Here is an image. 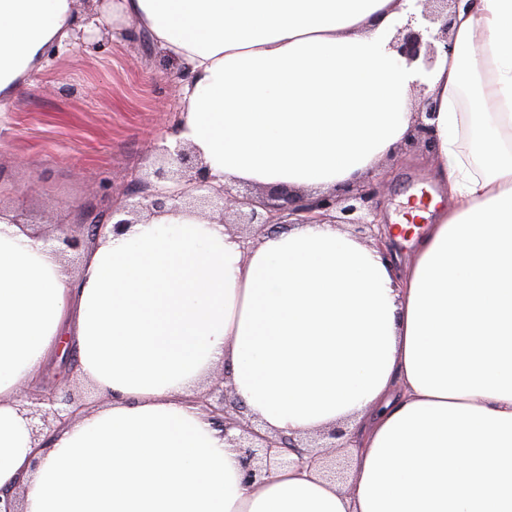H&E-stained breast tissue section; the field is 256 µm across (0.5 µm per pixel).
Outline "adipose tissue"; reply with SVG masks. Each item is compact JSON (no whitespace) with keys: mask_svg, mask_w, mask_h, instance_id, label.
Returning <instances> with one entry per match:
<instances>
[{"mask_svg":"<svg viewBox=\"0 0 512 512\" xmlns=\"http://www.w3.org/2000/svg\"><path fill=\"white\" fill-rule=\"evenodd\" d=\"M188 74L178 140L221 183L326 193L404 141L411 94L438 102L448 188L411 264L333 224L251 249L193 212L106 234L70 276L0 212V490L23 512H512V0H459L452 53L391 42L414 0H111ZM74 0H0V109L64 50ZM104 396L42 450L19 412L59 347ZM264 430L339 424L348 488L322 463L245 483L191 400L216 366Z\"/></svg>","mask_w":512,"mask_h":512,"instance_id":"obj_1","label":"adipose tissue"}]
</instances>
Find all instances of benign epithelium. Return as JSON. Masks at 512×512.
Segmentation results:
<instances>
[{
    "instance_id": "benign-epithelium-1",
    "label": "benign epithelium",
    "mask_w": 512,
    "mask_h": 512,
    "mask_svg": "<svg viewBox=\"0 0 512 512\" xmlns=\"http://www.w3.org/2000/svg\"><path fill=\"white\" fill-rule=\"evenodd\" d=\"M456 3L458 0H417L421 6L423 26L416 30L407 25L397 31L394 48L410 62L422 60L429 66L437 51L452 50L449 21H440L441 12L436 4ZM436 103L431 97L424 98L417 110V119L411 126L406 143L411 147L423 148L430 152L435 149L434 125L429 120L435 117ZM162 152L166 162L177 163L179 168L160 166L147 178H139L127 190L122 200L108 196L98 202L82 206L79 229L82 234H64L57 237L66 248L78 250L85 243L96 242L104 228L112 226V232L120 234L131 224L137 223L140 215H155L176 212L183 209L203 210L213 208L220 211V223H226L224 215L232 212L237 223L249 227L241 235L245 242L255 241L267 227H283L291 218L300 223H311L331 219L333 224H349L367 237H380L378 223L379 182L371 177L359 185L342 191L322 194L304 199L284 185L272 186L266 195L249 196L232 192L227 185H217L214 177L197 156L190 154L181 143L174 147L155 146ZM226 374H221L205 390L195 397V403L205 413L213 427L224 433L232 447L240 452L244 480L249 484L261 480L263 472L274 463L289 464L288 454L297 456V462L304 460L310 448L307 439L286 434H264L256 428L252 417L246 414L243 405L228 393L224 387ZM20 410L32 422V433L38 439L45 431L75 418L83 404L75 394L66 388H46L31 391L26 387L19 393ZM345 432L333 428L323 434L328 442L321 445L316 453L323 462V473L333 481L336 471L328 464L335 455L336 440ZM0 512H22L19 492L8 491L0 494Z\"/></svg>"
}]
</instances>
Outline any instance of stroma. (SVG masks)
Returning a JSON list of instances; mask_svg holds the SVG:
<instances>
[{
  "mask_svg": "<svg viewBox=\"0 0 512 512\" xmlns=\"http://www.w3.org/2000/svg\"><path fill=\"white\" fill-rule=\"evenodd\" d=\"M182 68L140 34L111 27L100 53L54 55L23 86L0 121V209L50 234L76 233L78 210L93 197H120L156 157L151 142L173 144ZM378 212L400 213L402 197L441 180L423 149L397 146L379 161Z\"/></svg>",
  "mask_w": 512,
  "mask_h": 512,
  "instance_id": "stroma-1",
  "label": "stroma"
}]
</instances>
